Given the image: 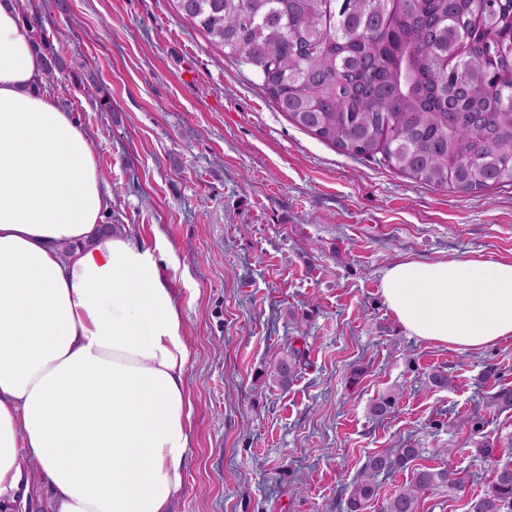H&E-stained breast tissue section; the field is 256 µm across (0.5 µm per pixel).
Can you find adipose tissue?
<instances>
[{"mask_svg": "<svg viewBox=\"0 0 512 512\" xmlns=\"http://www.w3.org/2000/svg\"><path fill=\"white\" fill-rule=\"evenodd\" d=\"M43 81L0 0V507L37 474L54 512H172L193 448L178 299L150 249L105 232L92 141ZM381 291L419 339L512 337V261L407 259Z\"/></svg>", "mask_w": 512, "mask_h": 512, "instance_id": "obj_1", "label": "adipose tissue"}]
</instances>
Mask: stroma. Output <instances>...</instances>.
Wrapping results in <instances>:
<instances>
[{
  "mask_svg": "<svg viewBox=\"0 0 512 512\" xmlns=\"http://www.w3.org/2000/svg\"><path fill=\"white\" fill-rule=\"evenodd\" d=\"M43 28L67 35L70 68L45 88L92 138L107 223L132 226L179 298L194 412L174 512H343L368 456L406 445L471 476L417 512H468L494 476L475 448L512 434V409L490 403L512 385V338L460 351L410 336L381 279L409 258L512 260V184L435 190L324 144L170 0H66ZM292 343L306 366L265 382ZM386 394L394 411L373 416Z\"/></svg>",
  "mask_w": 512,
  "mask_h": 512,
  "instance_id": "stroma-1",
  "label": "stroma"
}]
</instances>
